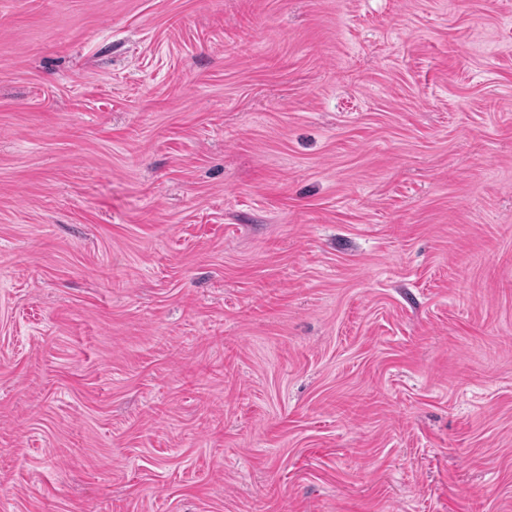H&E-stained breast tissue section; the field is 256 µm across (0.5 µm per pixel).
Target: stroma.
Returning <instances> with one entry per match:
<instances>
[{"label": "stroma", "mask_w": 512, "mask_h": 512, "mask_svg": "<svg viewBox=\"0 0 512 512\" xmlns=\"http://www.w3.org/2000/svg\"><path fill=\"white\" fill-rule=\"evenodd\" d=\"M0 512H512V0H0Z\"/></svg>", "instance_id": "1"}]
</instances>
